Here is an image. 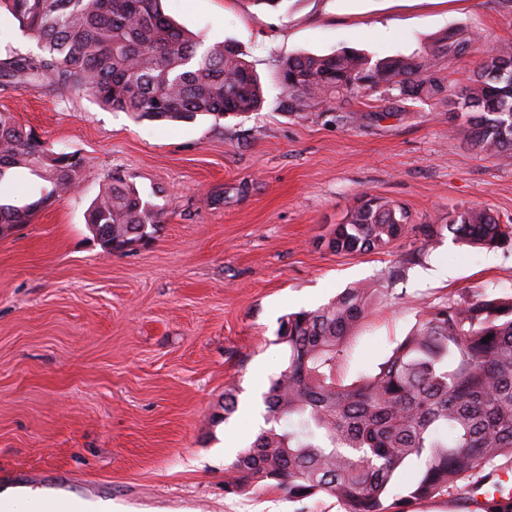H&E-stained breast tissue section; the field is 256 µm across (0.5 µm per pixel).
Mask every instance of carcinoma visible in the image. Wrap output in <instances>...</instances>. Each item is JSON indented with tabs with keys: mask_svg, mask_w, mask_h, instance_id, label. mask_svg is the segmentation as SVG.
Masks as SVG:
<instances>
[{
	"mask_svg": "<svg viewBox=\"0 0 512 512\" xmlns=\"http://www.w3.org/2000/svg\"><path fill=\"white\" fill-rule=\"evenodd\" d=\"M160 3L0 0V9L41 48L38 55L0 59V86L81 91L103 107L156 121L258 110L261 84L237 50L226 42L204 44L176 26ZM471 51L481 55L480 75L455 95L441 76L442 62ZM364 72L373 78L368 90L356 84ZM278 79L298 109H337L367 91L445 101L467 118L480 152L512 157V129L503 126L512 112V50L486 33L452 31L412 56L375 59L349 49L299 55L284 62ZM86 166L81 153L46 147L0 112V183L14 168L47 183L32 202H0V235L78 188ZM159 216L135 188L111 182L91 203L88 223L98 225L96 238L115 254L125 251L130 229L154 236ZM407 224L402 206L369 199L333 227L324 248L384 251ZM445 229L473 248L512 242V225L483 206L467 208L444 227L424 225L423 246H433ZM382 293L377 284L358 283L280 321L277 342L286 349V365L262 395L270 427L239 452L225 492L275 486L291 499L334 498L343 512H405L410 501L459 495L468 479L488 481L499 458L512 462V296H460L431 306L376 372L339 384L336 366L346 340ZM482 509L512 512V496H492Z\"/></svg>",
	"mask_w": 512,
	"mask_h": 512,
	"instance_id": "carcinoma-1",
	"label": "carcinoma"
}]
</instances>
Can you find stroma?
Returning a JSON list of instances; mask_svg holds the SVG:
<instances>
[{"label": "stroma", "mask_w": 512, "mask_h": 512, "mask_svg": "<svg viewBox=\"0 0 512 512\" xmlns=\"http://www.w3.org/2000/svg\"><path fill=\"white\" fill-rule=\"evenodd\" d=\"M163 7L205 44H235L263 85L260 111L151 121L80 93L0 90V112L88 161L78 191L0 238V487L49 503L91 488L113 512H341L335 499L275 487L225 493L238 451L224 431L256 437L253 403L285 363L276 331L288 313L384 284L348 340L337 373L347 385L432 304L512 294V243L474 250L446 233L424 250L418 232L476 204L512 225V158L480 153L443 103L368 94L337 110L289 109L277 73L288 58L345 47L408 56L456 29L512 47V0ZM113 176L160 209L155 238L121 255L85 221ZM367 194L406 206L405 236L383 253L318 246Z\"/></svg>", "instance_id": "obj_1"}]
</instances>
